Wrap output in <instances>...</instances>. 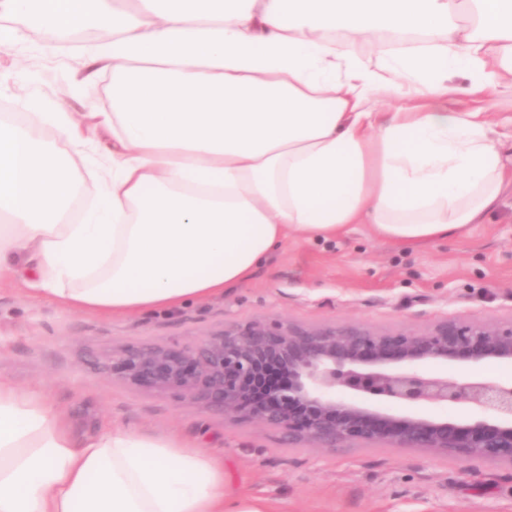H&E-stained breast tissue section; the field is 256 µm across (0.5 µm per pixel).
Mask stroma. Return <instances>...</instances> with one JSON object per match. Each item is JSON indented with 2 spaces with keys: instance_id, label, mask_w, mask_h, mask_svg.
I'll return each mask as SVG.
<instances>
[{
  "instance_id": "1",
  "label": "stroma",
  "mask_w": 512,
  "mask_h": 512,
  "mask_svg": "<svg viewBox=\"0 0 512 512\" xmlns=\"http://www.w3.org/2000/svg\"><path fill=\"white\" fill-rule=\"evenodd\" d=\"M35 30L13 18L0 45V107L20 115L110 111L112 73H89L90 40L48 48ZM261 316L411 330L445 318L512 319V187L486 223L423 246L379 238L366 224L325 240L290 236L248 282L168 313L64 314L2 275L0 379L42 388L85 434L109 422L196 439L223 454L226 499H259L269 512H512L503 464L380 444L292 448L269 428L227 423L108 372L112 352L125 346L188 344Z\"/></svg>"
}]
</instances>
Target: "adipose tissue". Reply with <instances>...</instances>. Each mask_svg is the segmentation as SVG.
<instances>
[{
  "instance_id": "1",
  "label": "adipose tissue",
  "mask_w": 512,
  "mask_h": 512,
  "mask_svg": "<svg viewBox=\"0 0 512 512\" xmlns=\"http://www.w3.org/2000/svg\"><path fill=\"white\" fill-rule=\"evenodd\" d=\"M46 37L96 21L112 72L83 221L67 146L0 121V273L57 310L124 316L223 296L297 232L414 247L484 223L512 178L484 94L512 97V0H0ZM425 32V43L358 35ZM462 77L465 87L451 84ZM0 512H265L175 431L77 435L0 380Z\"/></svg>"
}]
</instances>
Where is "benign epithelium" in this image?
<instances>
[{"label": "benign epithelium", "mask_w": 512, "mask_h": 512, "mask_svg": "<svg viewBox=\"0 0 512 512\" xmlns=\"http://www.w3.org/2000/svg\"><path fill=\"white\" fill-rule=\"evenodd\" d=\"M512 361V319H445L419 330L358 323L307 325L258 317L214 328L184 345L140 344L112 355V378L170 394L234 424L278 431L290 446L386 444L512 467V385L451 379L432 361ZM382 403L479 409L465 422L401 416Z\"/></svg>", "instance_id": "1"}]
</instances>
